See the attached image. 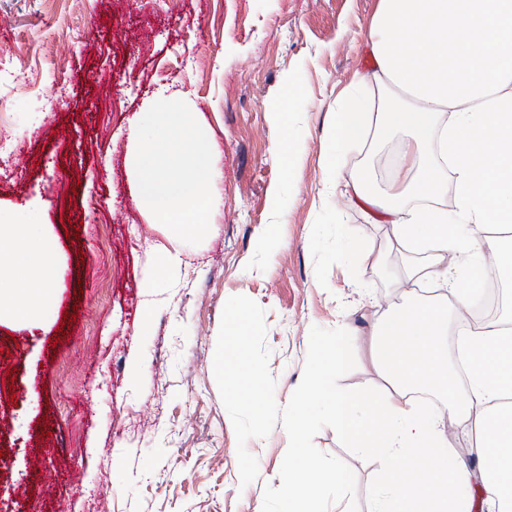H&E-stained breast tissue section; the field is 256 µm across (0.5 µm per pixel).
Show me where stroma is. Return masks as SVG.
Instances as JSON below:
<instances>
[{"instance_id":"obj_1","label":"stroma","mask_w":512,"mask_h":512,"mask_svg":"<svg viewBox=\"0 0 512 512\" xmlns=\"http://www.w3.org/2000/svg\"><path fill=\"white\" fill-rule=\"evenodd\" d=\"M378 0H0V215L40 225L60 268L39 327L0 320V512H279L288 438L237 442L213 373L234 295L264 311L275 400L299 385L312 327L344 328L346 388L386 384L369 350L375 311L418 301L392 225L345 190L399 141L337 147L340 92L370 73ZM183 112L220 152L211 231L174 232L135 200L131 122ZM168 285H145L161 249ZM380 255L382 268L361 254ZM150 320H142L145 300ZM306 441L344 488L318 512H368L375 453L350 448L318 400ZM180 263L181 259L178 253L162 249L158 263L147 273L151 288H162L167 285Z\"/></svg>"}]
</instances>
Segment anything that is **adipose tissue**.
<instances>
[{
	"instance_id": "ef3b65f1",
	"label": "adipose tissue",
	"mask_w": 512,
	"mask_h": 512,
	"mask_svg": "<svg viewBox=\"0 0 512 512\" xmlns=\"http://www.w3.org/2000/svg\"><path fill=\"white\" fill-rule=\"evenodd\" d=\"M377 87L408 100L389 110L360 106L345 94L336 139L357 143L404 135L397 160L401 191H379L370 175L353 186L376 219L392 224L406 249L427 254L408 269L412 279L453 284L448 252L469 255L485 241L483 227L512 223V0H379L368 29ZM162 131L139 138L137 203L191 232L205 224L220 152L203 131L185 135L186 118L161 114ZM456 195V212L440 205ZM58 269L50 243L34 225L0 217V314L22 324L56 303ZM370 357L393 394L356 401L328 393L312 374L305 399L328 404L344 439L380 454L384 480L370 512H512V330L490 323L465 335L460 347L474 363L469 390L448 402L447 416L420 412L407 384L447 390L454 378L440 347L447 309L390 307L375 315ZM482 439L480 472L452 452L457 430ZM305 423L288 424L292 472L282 512H315L324 489L338 487V469L319 464L304 440ZM480 480L482 502L467 489Z\"/></svg>"
}]
</instances>
